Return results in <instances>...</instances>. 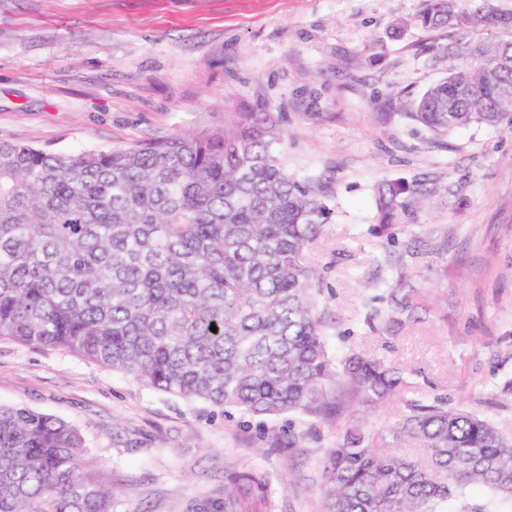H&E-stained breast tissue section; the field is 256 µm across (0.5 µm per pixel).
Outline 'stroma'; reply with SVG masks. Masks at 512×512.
<instances>
[{"label":"stroma","instance_id":"1","mask_svg":"<svg viewBox=\"0 0 512 512\" xmlns=\"http://www.w3.org/2000/svg\"><path fill=\"white\" fill-rule=\"evenodd\" d=\"M424 0H0V141L120 148L272 112L290 174L334 204L307 259L329 346L398 368L400 390L338 417L189 403L72 353L0 342V404L77 426L115 512H210L228 476L265 475L236 512H321L326 449L359 423L384 450L414 403L512 433V126L438 139L404 115L440 79ZM420 203L377 221L387 181Z\"/></svg>","mask_w":512,"mask_h":512}]
</instances>
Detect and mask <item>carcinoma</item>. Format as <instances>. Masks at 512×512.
Here are the masks:
<instances>
[{
    "instance_id": "cac0c4a2",
    "label": "carcinoma",
    "mask_w": 512,
    "mask_h": 512,
    "mask_svg": "<svg viewBox=\"0 0 512 512\" xmlns=\"http://www.w3.org/2000/svg\"><path fill=\"white\" fill-rule=\"evenodd\" d=\"M414 23L451 30L431 51L452 67L410 102L411 119L445 136L512 118L497 112L512 92V12L425 0ZM278 123L251 113L231 128L74 154L0 141V341L252 415L328 417L342 408L333 389L363 405L387 399L394 368L328 347L306 255L334 209L284 169ZM415 192L399 181L378 190L379 223ZM392 437L419 451L385 453L358 425L327 449L322 512H444L472 488L490 499L460 512L512 503V436L489 418L414 404ZM85 453L73 424L0 405V512H114L112 483ZM229 484V499L268 486L252 473Z\"/></svg>"
}]
</instances>
